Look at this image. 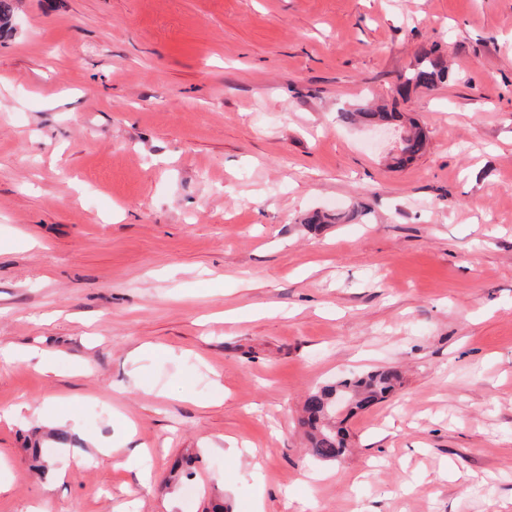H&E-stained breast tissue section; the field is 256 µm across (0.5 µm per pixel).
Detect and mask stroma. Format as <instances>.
I'll return each instance as SVG.
<instances>
[{
	"label": "stroma",
	"instance_id": "obj_1",
	"mask_svg": "<svg viewBox=\"0 0 512 512\" xmlns=\"http://www.w3.org/2000/svg\"><path fill=\"white\" fill-rule=\"evenodd\" d=\"M1 342L55 371L0 362V512H512V0H14ZM383 367L311 456L307 395ZM448 68L435 50H423L416 59L413 68L404 75L400 94L405 97L420 87L434 86L447 76ZM342 118L349 123H371L374 120L393 121L400 118L399 113L384 111H373L357 108L353 111L342 112ZM24 411H32V414L38 415L45 426L70 427L71 429L76 428L75 419L67 412L59 413L53 416H46L43 409H32V403L25 401L16 406L14 413L16 415H21Z\"/></svg>",
	"mask_w": 512,
	"mask_h": 512
}]
</instances>
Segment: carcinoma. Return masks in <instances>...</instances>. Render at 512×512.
<instances>
[{
	"label": "carcinoma",
	"instance_id": "1",
	"mask_svg": "<svg viewBox=\"0 0 512 512\" xmlns=\"http://www.w3.org/2000/svg\"><path fill=\"white\" fill-rule=\"evenodd\" d=\"M448 68L441 56L433 50L421 51L413 68L404 75L400 94L407 96L411 91L421 87L435 85L445 79ZM342 118L349 123H370L374 120L393 121L399 118L395 112L373 111L357 108L342 112ZM414 143L410 145V156L397 157L396 163L403 165L413 160V156L425 150L427 137L421 131L413 135ZM400 383L399 373L393 368L370 372L366 375L344 379L336 384L325 386L308 395L305 403V416L300 420L307 428L310 451L313 456L326 460L337 461L347 451V443L342 430L336 428V395L345 393L361 406L370 399L374 403L386 400L395 392Z\"/></svg>",
	"mask_w": 512,
	"mask_h": 512
}]
</instances>
